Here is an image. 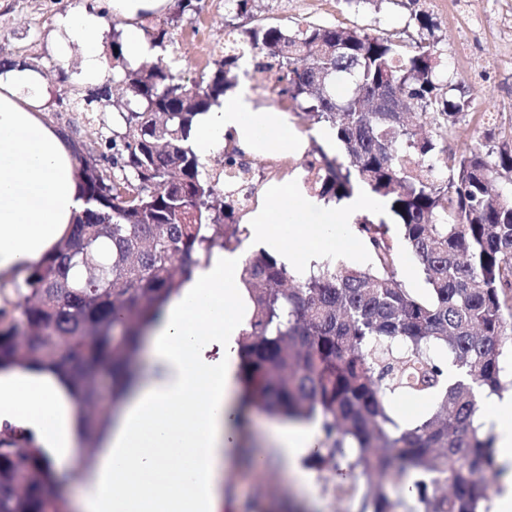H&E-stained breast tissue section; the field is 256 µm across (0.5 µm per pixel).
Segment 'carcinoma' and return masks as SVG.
<instances>
[{
	"mask_svg": "<svg viewBox=\"0 0 512 512\" xmlns=\"http://www.w3.org/2000/svg\"><path fill=\"white\" fill-rule=\"evenodd\" d=\"M409 23L432 33L429 14ZM254 18L256 0H225ZM176 12L145 27L165 47ZM122 22H112V72L98 91L65 104L98 112L112 102L111 154L75 153L86 207L70 234L0 308V370H50L69 386L81 442L96 446L112 403L132 383L142 338L187 281L197 256L240 245L235 220L243 180L207 169L191 141L198 114L218 106L236 81L232 50L187 85L160 62L125 59ZM228 35L275 77L278 94L336 131L344 158L320 150L308 161L310 190L340 201L364 186L381 198L420 266L423 295L406 288L386 222L357 233L373 263L326 261L303 278L270 252L245 260L253 305L239 340V414L261 408L287 421H317L310 453L354 512H491L504 474L493 434L478 422L482 399L512 391V145L450 152L445 142L470 108L442 80L439 40L406 43L361 28L265 23ZM414 113L434 127L420 136ZM443 167L448 177L435 176ZM459 373L448 383L445 360ZM427 400L424 413L395 419L393 404ZM48 449L22 430L0 433V512H58L66 506ZM409 492L394 498L390 489Z\"/></svg>",
	"mask_w": 512,
	"mask_h": 512,
	"instance_id": "carcinoma-1",
	"label": "carcinoma"
}]
</instances>
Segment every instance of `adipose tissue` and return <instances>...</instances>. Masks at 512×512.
<instances>
[{
	"instance_id": "ef3b65f1",
	"label": "adipose tissue",
	"mask_w": 512,
	"mask_h": 512,
	"mask_svg": "<svg viewBox=\"0 0 512 512\" xmlns=\"http://www.w3.org/2000/svg\"><path fill=\"white\" fill-rule=\"evenodd\" d=\"M124 22L126 58L134 64L153 51L138 23L165 10L168 0H107ZM105 19L82 9L57 17L52 45L61 57L78 54L84 78L102 83ZM43 75L17 64L0 71V282L22 278L67 233L85 207L76 179L72 141L44 118ZM233 134L249 153L267 145L301 149L283 113L255 105L241 89L197 116L192 138L202 156L224 149ZM280 205L258 209L250 236L288 266L303 268L326 255L327 227L341 222L335 206L279 190ZM324 211V229L311 230L310 211ZM238 254L213 249L149 332L148 368L136 378L116 414L96 468L78 491V512H221L224 477L240 452L236 393L238 340L247 330ZM483 422L506 468L494 512H512V398L490 397ZM20 426L51 451L65 474L77 446L74 407L66 387L45 371H0V427ZM317 424L275 427L269 441L285 475L305 495L311 474L297 460L315 448Z\"/></svg>"
}]
</instances>
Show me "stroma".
I'll return each mask as SVG.
<instances>
[{"mask_svg": "<svg viewBox=\"0 0 512 512\" xmlns=\"http://www.w3.org/2000/svg\"><path fill=\"white\" fill-rule=\"evenodd\" d=\"M197 14L184 17L171 29L165 50L156 58L170 66L173 73L188 81L207 73L212 62L224 55V0H199ZM420 8L429 9L434 33L440 40L444 75L448 83L459 85L475 100V111L459 123L448 138L450 148L473 147L486 142L487 134L497 141L512 140V0H445L429 7L420 0ZM105 0H0V58L26 62L46 79L45 118L60 128L73 142L99 145L112 133V115L108 112H59L58 101H67L85 93L87 86L77 57L62 59L49 46V34L59 14L72 9L103 10ZM262 17L267 22L291 28L316 22L335 26H357L375 35L412 41L415 28L407 24L408 12L397 0L347 7L344 0H260ZM485 112L498 117L494 131L481 121ZM288 128L304 142L302 153L291 154V166L279 165L278 156L267 153L250 155L249 160L260 184L255 208L271 205L273 187L294 183L305 186L304 163L313 150L322 146L321 125L303 112L289 110ZM269 416L252 411L243 426V454L227 477L223 512H249L260 504L265 512H287L296 504V491L287 481L278 462H270L265 473L254 471L250 453L270 452L263 429Z\"/></svg>", "mask_w": 512, "mask_h": 512, "instance_id": "1", "label": "stroma"}]
</instances>
